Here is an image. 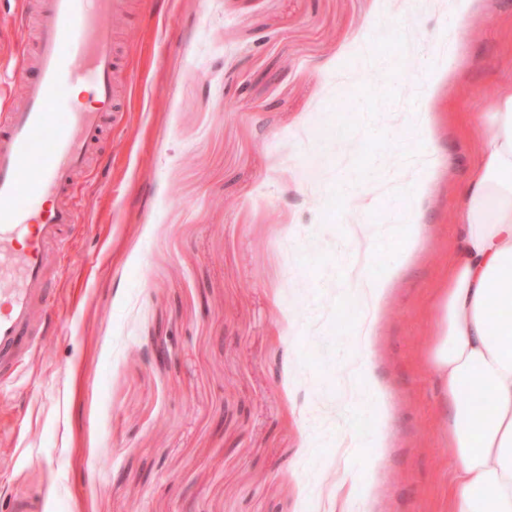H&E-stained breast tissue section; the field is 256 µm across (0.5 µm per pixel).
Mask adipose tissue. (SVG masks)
Instances as JSON below:
<instances>
[{
	"label": "adipose tissue",
	"mask_w": 512,
	"mask_h": 512,
	"mask_svg": "<svg viewBox=\"0 0 512 512\" xmlns=\"http://www.w3.org/2000/svg\"><path fill=\"white\" fill-rule=\"evenodd\" d=\"M471 121L483 131L480 155L461 192L429 362L455 450L448 512H512V92ZM341 282L365 338L377 285L350 267ZM493 306L502 314L494 327Z\"/></svg>",
	"instance_id": "adipose-tissue-1"
}]
</instances>
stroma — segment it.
Masks as SVG:
<instances>
[{
    "label": "stroma",
    "instance_id": "stroma-1",
    "mask_svg": "<svg viewBox=\"0 0 512 512\" xmlns=\"http://www.w3.org/2000/svg\"><path fill=\"white\" fill-rule=\"evenodd\" d=\"M18 10L0 0V66L27 43ZM120 62L47 343L0 396V512L29 485L43 512H440L431 308L467 117L512 86V0H134ZM393 172L412 193L361 207ZM396 206L359 342L345 227ZM355 357L369 406L338 387Z\"/></svg>",
    "mask_w": 512,
    "mask_h": 512
}]
</instances>
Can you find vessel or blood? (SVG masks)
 <instances>
[{
	"mask_svg": "<svg viewBox=\"0 0 512 512\" xmlns=\"http://www.w3.org/2000/svg\"><path fill=\"white\" fill-rule=\"evenodd\" d=\"M126 0H22L21 19L38 18L33 63L12 77L25 87L22 105L0 106V390L26 383L25 365L42 347L37 311L52 301L53 260L63 259L79 212L76 189L93 168L114 103L111 17ZM90 87L93 107L54 123L50 109L67 89Z\"/></svg>",
	"mask_w": 512,
	"mask_h": 512,
	"instance_id": "1",
	"label": "vessel or blood"
}]
</instances>
